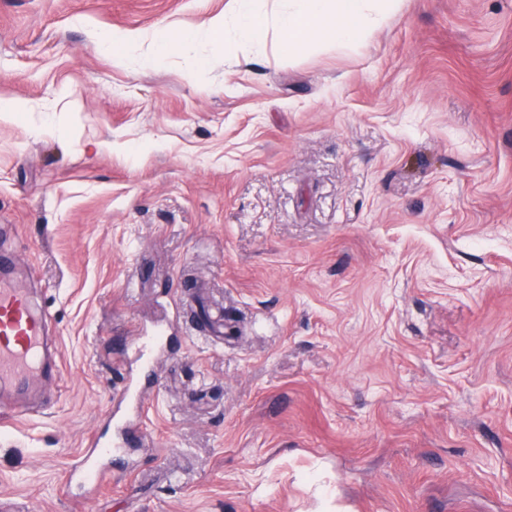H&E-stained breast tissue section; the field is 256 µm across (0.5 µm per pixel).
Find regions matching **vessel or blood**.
<instances>
[{"mask_svg": "<svg viewBox=\"0 0 512 512\" xmlns=\"http://www.w3.org/2000/svg\"><path fill=\"white\" fill-rule=\"evenodd\" d=\"M159 336L141 339V361L148 375L158 368ZM47 358L45 322L32 313L27 294L0 282V389L27 390ZM141 437L131 425L120 428L117 438L92 436L84 451L69 467L70 478L79 480L86 493H94L111 477L112 458L120 449L139 443Z\"/></svg>", "mask_w": 512, "mask_h": 512, "instance_id": "1", "label": "vessel or blood"}]
</instances>
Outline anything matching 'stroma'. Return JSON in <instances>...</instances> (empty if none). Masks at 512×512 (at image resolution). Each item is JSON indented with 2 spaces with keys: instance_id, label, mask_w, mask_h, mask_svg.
<instances>
[{
  "instance_id": "stroma-1",
  "label": "stroma",
  "mask_w": 512,
  "mask_h": 512,
  "mask_svg": "<svg viewBox=\"0 0 512 512\" xmlns=\"http://www.w3.org/2000/svg\"><path fill=\"white\" fill-rule=\"evenodd\" d=\"M228 4L0 0V253L61 350L0 393V502L512 512V0H404L291 63L273 27L197 37ZM127 31L195 39L119 68ZM112 413L143 445L60 495ZM163 342L162 336L141 337V361L143 368L148 373V379L155 377L158 368L156 351Z\"/></svg>"
}]
</instances>
